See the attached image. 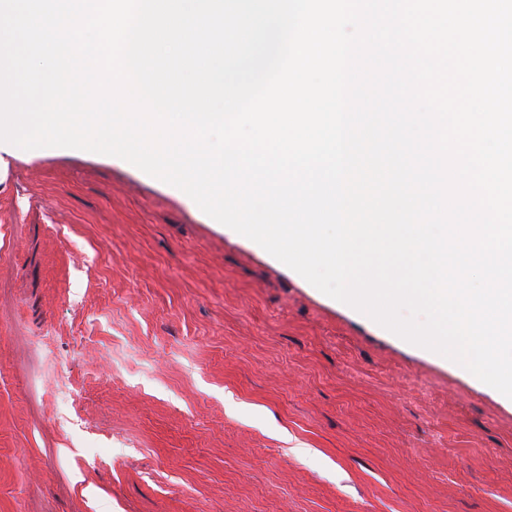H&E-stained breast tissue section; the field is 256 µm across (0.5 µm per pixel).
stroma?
<instances>
[{"mask_svg": "<svg viewBox=\"0 0 512 512\" xmlns=\"http://www.w3.org/2000/svg\"><path fill=\"white\" fill-rule=\"evenodd\" d=\"M0 512H512V403L125 160L22 150Z\"/></svg>", "mask_w": 512, "mask_h": 512, "instance_id": "1", "label": "stroma"}]
</instances>
